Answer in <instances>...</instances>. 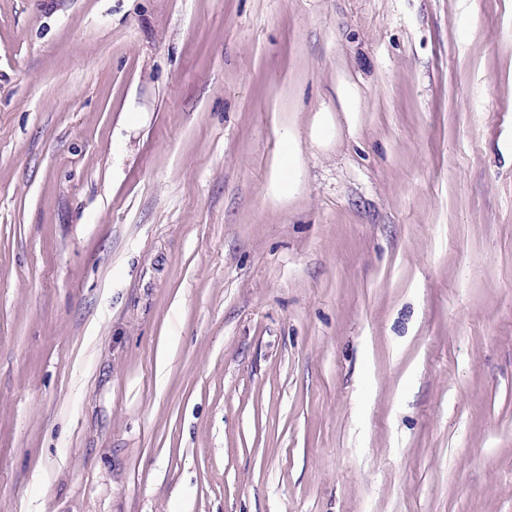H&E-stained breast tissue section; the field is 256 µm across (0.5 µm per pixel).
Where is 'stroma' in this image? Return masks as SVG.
I'll list each match as a JSON object with an SVG mask.
<instances>
[{"label": "stroma", "mask_w": 512, "mask_h": 512, "mask_svg": "<svg viewBox=\"0 0 512 512\" xmlns=\"http://www.w3.org/2000/svg\"><path fill=\"white\" fill-rule=\"evenodd\" d=\"M0 512H512V0H0Z\"/></svg>", "instance_id": "obj_1"}]
</instances>
